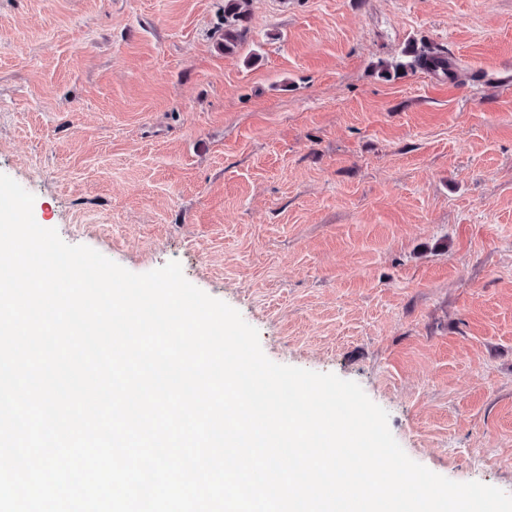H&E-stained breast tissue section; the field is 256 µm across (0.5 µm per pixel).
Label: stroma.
<instances>
[{
    "label": "stroma",
    "instance_id": "35a3bbf8",
    "mask_svg": "<svg viewBox=\"0 0 512 512\" xmlns=\"http://www.w3.org/2000/svg\"><path fill=\"white\" fill-rule=\"evenodd\" d=\"M0 0V173L71 245L178 261L414 461L512 494V0ZM458 75L384 80L410 42ZM250 0H224V47L225 53L235 52L246 40L250 31L248 27Z\"/></svg>",
    "mask_w": 512,
    "mask_h": 512
}]
</instances>
